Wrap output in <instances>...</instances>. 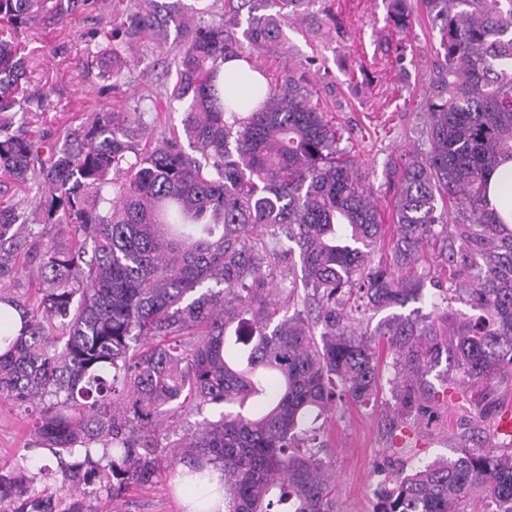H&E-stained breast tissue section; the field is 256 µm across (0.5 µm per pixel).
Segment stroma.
Instances as JSON below:
<instances>
[{
	"label": "stroma",
	"instance_id": "stroma-1",
	"mask_svg": "<svg viewBox=\"0 0 512 512\" xmlns=\"http://www.w3.org/2000/svg\"><path fill=\"white\" fill-rule=\"evenodd\" d=\"M338 19L328 21L320 4L300 8L283 27V37L259 64L267 78L287 73L289 66L306 63V76L340 126L341 145L350 150L365 173L382 213H391L390 166L408 151L429 148L422 133L424 113L421 91L430 78V63L439 46L437 29L424 19H412L405 31L390 21V0H336ZM130 0H91L76 21L20 29L31 71L32 87L48 90L45 111L28 115L30 130L57 138L65 128L77 126L91 106L144 112L148 144L161 141L169 131L181 129L180 103H168L176 83L175 60L180 38L171 35L159 46L126 27ZM121 21L113 32V21ZM116 52L112 76H101L94 56ZM425 277L420 300L409 303L405 314L432 313L436 295L447 294L448 313L469 316L473 310L455 292L457 282L432 252L419 265ZM451 390L436 414L418 424L410 435L408 454L395 457L391 450L395 416L390 390L376 403L350 406L325 416L329 446L325 459L336 475L340 512H373L375 491L384 480V468L395 461L425 463L456 457L465 448H490L512 453V436L493 433L504 405H512V378L494 384L489 392L471 386L456 369H449ZM486 396L489 409L477 414L474 399ZM22 408L0 400V472L23 464L27 474L52 463V454L36 447ZM174 472L163 473L150 486H130L118 502L120 512H184L174 490Z\"/></svg>",
	"mask_w": 512,
	"mask_h": 512
}]
</instances>
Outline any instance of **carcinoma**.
<instances>
[{
  "mask_svg": "<svg viewBox=\"0 0 512 512\" xmlns=\"http://www.w3.org/2000/svg\"><path fill=\"white\" fill-rule=\"evenodd\" d=\"M251 14L314 0H237ZM88 0H0V176L44 191L47 241L9 236L32 214L0 203V277L24 250L40 274L30 296L0 291V399L36 412L33 430L56 456L30 480L0 473L9 512H112L130 484L187 464V488L223 474L224 512H338L318 421L368 405L381 369L403 416H428L448 388L429 377L449 364L473 385L512 376V232L487 200L491 174L512 160V0H392L398 30L414 13L439 29L434 77L423 96L425 153L393 167L394 231L304 74L224 93V61L253 60L280 38L276 22L248 20L239 40L222 25L182 21L186 40L175 99L183 137L141 148L139 112L105 106L48 144L12 131L44 102L23 87L28 65L13 37L22 25L77 16ZM130 22L159 45L156 0H133ZM248 110L239 116L237 110ZM191 152H186L185 148ZM453 231H448V225ZM299 249L301 278L274 287ZM442 264L466 251L482 262L452 275L475 317L366 312L422 297L424 247ZM387 248L386 257L371 253ZM291 315L277 317L279 293ZM211 417L163 448L155 430L185 412ZM100 444L95 460L92 445ZM43 488H35V482ZM104 508H90L84 486ZM376 512H512V453L464 449L454 458L389 470Z\"/></svg>",
  "mask_w": 512,
  "mask_h": 512,
  "instance_id": "1",
  "label": "carcinoma"
}]
</instances>
